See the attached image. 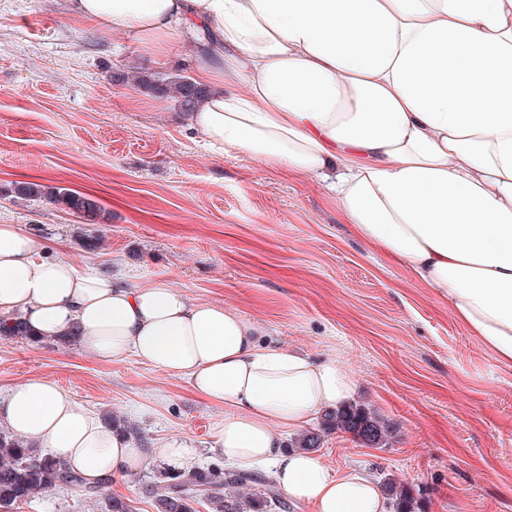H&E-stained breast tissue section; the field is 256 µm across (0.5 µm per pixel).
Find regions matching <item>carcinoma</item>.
Returning <instances> with one entry per match:
<instances>
[{
  "label": "carcinoma",
  "instance_id": "carcinoma-1",
  "mask_svg": "<svg viewBox=\"0 0 512 512\" xmlns=\"http://www.w3.org/2000/svg\"><path fill=\"white\" fill-rule=\"evenodd\" d=\"M127 80L144 93L176 99L186 112L193 111L204 93L195 81L181 74L163 76L138 71ZM17 194L30 200L44 199L86 221L94 220L100 211L94 199L63 187L26 182L17 187ZM0 335L42 341L18 315L0 317ZM331 432L349 434L372 448L386 446L392 435L386 421L367 406L354 402L325 413L318 426L298 435L291 447L312 452ZM108 483L105 479L86 488L78 474L50 454L0 431V512H10L15 505L50 488L83 487L87 495L94 497ZM383 486L392 512H417L418 500L406 486L392 478L386 479ZM144 491L154 501L157 512H197L196 504L206 505L210 512H288L290 508L273 478L219 466L206 471L170 472L165 474V480L144 485Z\"/></svg>",
  "mask_w": 512,
  "mask_h": 512
}]
</instances>
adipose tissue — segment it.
I'll list each match as a JSON object with an SVG mask.
<instances>
[{"mask_svg": "<svg viewBox=\"0 0 512 512\" xmlns=\"http://www.w3.org/2000/svg\"><path fill=\"white\" fill-rule=\"evenodd\" d=\"M148 54L199 44L208 89L190 122L209 146L317 176L344 222L402 261L502 363L512 364V0H68ZM42 337L78 330L100 360L135 354L223 406L213 447L271 465L304 512H387L381 487L332 474L284 439L348 404L336 358L265 344L238 311L166 283L137 288L43 255L0 225V315ZM0 425L50 449L86 484L145 462L126 435L31 378L0 399Z\"/></svg>", "mask_w": 512, "mask_h": 512, "instance_id": "ef3b65f1", "label": "adipose tissue"}]
</instances>
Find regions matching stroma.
<instances>
[{"label":"stroma","mask_w":512,"mask_h":512,"mask_svg":"<svg viewBox=\"0 0 512 512\" xmlns=\"http://www.w3.org/2000/svg\"><path fill=\"white\" fill-rule=\"evenodd\" d=\"M194 55L185 38L143 53L70 16L67 0H0V224L27 225L47 255L128 286L165 282L237 310L269 344L336 358L356 401L395 432L386 448L326 436L316 455L332 473L393 477L421 492L422 512H512V364L359 239L319 178L207 146L175 100L123 80L139 68L193 75ZM23 182L91 196L100 215L86 224L17 197ZM80 231L104 235L103 248L85 252ZM33 377L137 427L146 462L104 495L135 512H156L142 486L164 468L152 455L162 441L190 440L198 468L224 462L212 439L224 410L187 378L132 354L100 361L76 344L0 336V397ZM102 499L56 489L14 512H103Z\"/></svg>","instance_id":"35a3bbf8"}]
</instances>
